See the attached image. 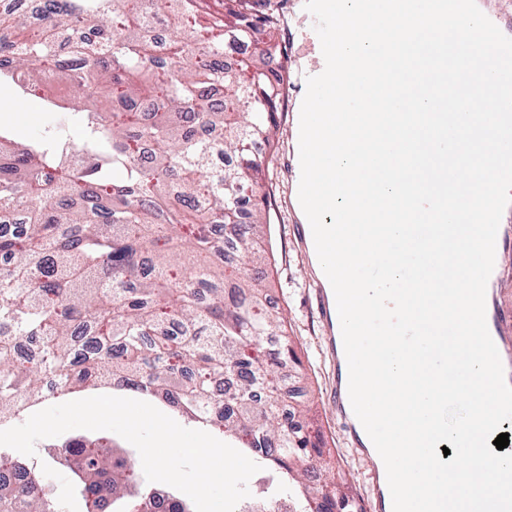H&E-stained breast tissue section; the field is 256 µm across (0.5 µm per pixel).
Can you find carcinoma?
<instances>
[{"instance_id": "obj_1", "label": "carcinoma", "mask_w": 512, "mask_h": 512, "mask_svg": "<svg viewBox=\"0 0 512 512\" xmlns=\"http://www.w3.org/2000/svg\"><path fill=\"white\" fill-rule=\"evenodd\" d=\"M15 2L0 0V93L61 115L27 144L0 131V223L25 225L0 235V425L54 382L66 391L107 374L224 429L302 512L346 509L344 483H307V415L282 388L295 376L288 325L266 305L274 269L250 276L244 262L270 244L253 145L275 143L279 18L259 0H224L222 14L208 0H46L40 15ZM161 11L170 22L156 37L145 20ZM58 81L64 106L49 97ZM19 339L24 361L7 350ZM66 454L85 512L105 490L128 498L120 512H187L174 496L127 495L114 475L135 485L140 469L109 448L74 440ZM31 476L39 490L7 489L0 512H63Z\"/></svg>"}]
</instances>
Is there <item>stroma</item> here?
<instances>
[{"instance_id":"35a3bbf8","label":"stroma","mask_w":512,"mask_h":512,"mask_svg":"<svg viewBox=\"0 0 512 512\" xmlns=\"http://www.w3.org/2000/svg\"><path fill=\"white\" fill-rule=\"evenodd\" d=\"M293 104L292 97H285L276 115L278 147L268 174L270 208L274 216L271 244L276 263L272 295L293 328L296 351L303 367L301 382L308 391L309 416L314 432L325 443L319 480L324 483L336 475H343L355 496L366 500L372 490L371 469L351 439L340 430L336 407L329 401V392L336 379V363L329 353L323 324L316 310L314 290L318 280L309 263L303 261L301 247L293 233L298 215L288 194L287 169L291 154L288 115ZM48 118L39 103L28 101L19 109L12 99L0 100V126L5 127L8 137L15 142L28 143L43 130ZM73 439H99L120 455L134 459L139 453L110 431L76 429L36 443V453L27 457V464L47 474L51 483L50 497L54 502L64 504L66 512H83L84 500L79 484L69 468L58 461L63 442Z\"/></svg>"}]
</instances>
